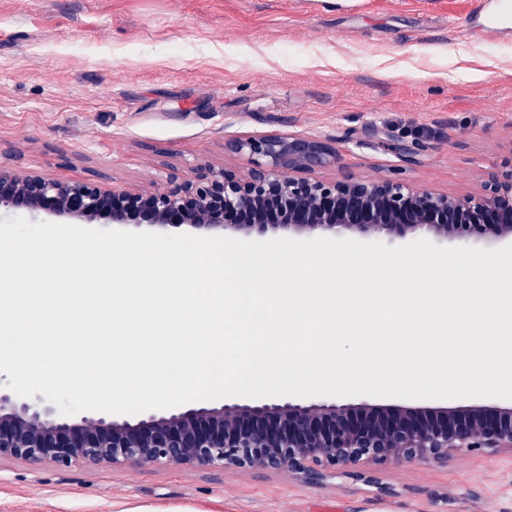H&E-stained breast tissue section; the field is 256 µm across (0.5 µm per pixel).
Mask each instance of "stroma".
<instances>
[{
  "mask_svg": "<svg viewBox=\"0 0 512 512\" xmlns=\"http://www.w3.org/2000/svg\"><path fill=\"white\" fill-rule=\"evenodd\" d=\"M505 0H0V170L151 188L236 138L315 136L325 180L479 190L512 154ZM415 147L410 165L392 149ZM288 472L0 459V512H512V453Z\"/></svg>",
  "mask_w": 512,
  "mask_h": 512,
  "instance_id": "obj_1",
  "label": "stroma"
}]
</instances>
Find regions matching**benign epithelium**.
Wrapping results in <instances>:
<instances>
[{
  "instance_id": "1",
  "label": "benign epithelium",
  "mask_w": 512,
  "mask_h": 512,
  "mask_svg": "<svg viewBox=\"0 0 512 512\" xmlns=\"http://www.w3.org/2000/svg\"><path fill=\"white\" fill-rule=\"evenodd\" d=\"M230 147L248 156L247 175L199 164L191 177L171 175L153 190L0 171V208L72 224L184 225L257 238L278 228H341L391 240L424 231L439 240L512 242V154L488 174L481 191L449 196L399 180L320 179L315 171L336 164V149L316 137L245 138ZM462 450L511 452L512 408L482 405L430 414L285 401L75 421L41 395L20 397L0 382V459L261 469L318 482L330 474L350 475L361 464H442Z\"/></svg>"
}]
</instances>
